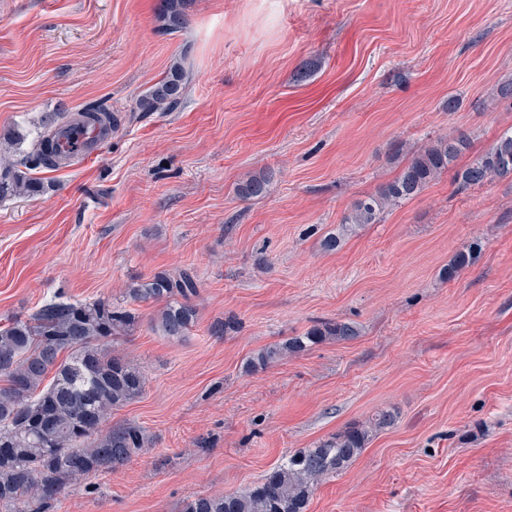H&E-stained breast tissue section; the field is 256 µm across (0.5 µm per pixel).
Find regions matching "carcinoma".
I'll use <instances>...</instances> for the list:
<instances>
[{"instance_id": "carcinoma-1", "label": "carcinoma", "mask_w": 512, "mask_h": 512, "mask_svg": "<svg viewBox=\"0 0 512 512\" xmlns=\"http://www.w3.org/2000/svg\"><path fill=\"white\" fill-rule=\"evenodd\" d=\"M189 0H162L160 19L179 28ZM183 94V69L175 64L140 98L146 112L173 110ZM87 121L105 131L117 118L102 103L87 105ZM55 125L44 126L33 152L11 159L12 144L0 148V200L7 195L40 196L45 182L37 169L54 171L64 163L53 139ZM470 148L468 137L446 135L424 147L401 172L375 194L357 200L341 221L340 232L325 239L329 250L362 224H373L381 212L421 193L454 166ZM512 179V128L501 133L486 151L457 168V189L467 191L495 179ZM266 176L253 175L239 184L244 198L267 192ZM481 253L477 241L458 250L444 268L453 280L473 265ZM197 293L191 269L158 272L143 282H131L126 297L134 302H161L154 329L172 339L195 325ZM138 317L109 299L70 302L51 299L28 318L7 317L0 324V512H54L65 487L91 474L109 472L131 460L150 439L136 425L110 427L112 411L138 400L146 376L133 360L112 352L110 344L129 336ZM360 336L353 322L323 321L301 336L262 351L254 365L266 366L296 354L323 339L351 341ZM381 411L354 422L312 448H300L241 492L198 495L187 500L184 512H307L310 497L326 478L346 469L372 438L392 424Z\"/></svg>"}]
</instances>
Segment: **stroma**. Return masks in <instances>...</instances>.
I'll list each match as a JSON object with an SVG mask.
<instances>
[{
	"label": "stroma",
	"mask_w": 512,
	"mask_h": 512,
	"mask_svg": "<svg viewBox=\"0 0 512 512\" xmlns=\"http://www.w3.org/2000/svg\"><path fill=\"white\" fill-rule=\"evenodd\" d=\"M158 4L0 0V138L26 154L97 100L119 119L97 156L45 172L46 195L0 200V319L58 295L138 317L112 348L145 391L109 423L151 444L57 512H182L379 411L393 423L307 512H512V181L462 193L445 172L323 246L437 137L477 154L512 128V0H191L175 32ZM177 61L181 104L140 111ZM262 173L266 194L240 197ZM474 240L479 260L443 278ZM184 268L198 320L170 339L124 289ZM325 320L361 334L251 370Z\"/></svg>",
	"instance_id": "stroma-1"
}]
</instances>
